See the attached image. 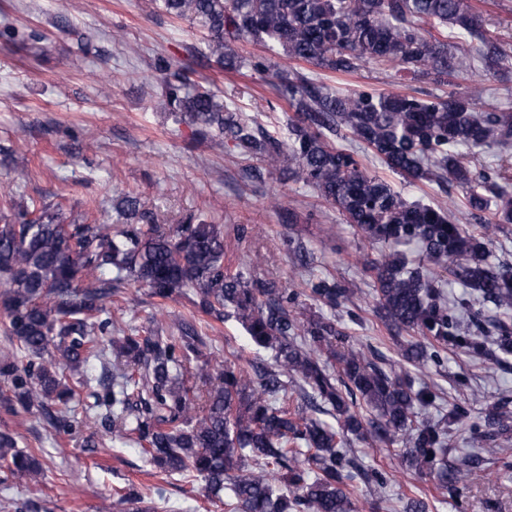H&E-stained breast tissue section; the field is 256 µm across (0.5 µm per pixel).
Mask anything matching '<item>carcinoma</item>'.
<instances>
[{"label":"carcinoma","mask_w":512,"mask_h":512,"mask_svg":"<svg viewBox=\"0 0 512 512\" xmlns=\"http://www.w3.org/2000/svg\"><path fill=\"white\" fill-rule=\"evenodd\" d=\"M175 18L195 22L209 56L226 70L245 64L236 43L252 40L290 61L338 74L366 64L431 75L445 85L460 61L448 44L428 38L424 26L468 36L481 70H500L501 49L467 0H160ZM156 69L168 110L194 128L199 140L260 161L285 179L314 189L372 243L381 245L371 269L377 311L396 335L416 333L451 344L459 353L498 361L512 355V269L491 260L488 244L512 223V166L491 173L472 169L469 153L494 148L512 158V112L484 111V89L437 95L416 89L335 92L301 72H279L275 90L293 115L274 136L211 88L172 70ZM344 134L387 168L416 181L465 190L469 212L494 211L496 223L471 229L448 207L409 201L363 169L333 137ZM11 216L0 224V307L19 354L0 358V408H39L54 432L77 435L101 423L131 437L149 462L169 475L200 478L204 489L231 500L230 512H354V484L381 493L382 472L362 464L348 436L404 445L407 465L448 491L464 482L478 456L448 466L446 424L461 421L454 405L448 423L418 420L440 396L414 387L384 355L351 340L336 322L302 319L298 294L275 282L224 268V225L191 214L168 229L135 196L115 207L116 226L98 224L86 211L66 213L43 203L33 208L8 196ZM414 245L421 262L401 250ZM446 270L464 288L443 289ZM151 294L184 297L194 313L224 320L231 309L248 344L273 354V363L220 362L211 373L213 339L183 321L177 329L145 336L112 335L106 302L124 282ZM353 289L334 277L310 281L308 297L336 309ZM402 360L422 369L439 366V351L421 342L401 349ZM105 361L88 374L89 359ZM298 385L300 411L288 397ZM91 403H83V389ZM337 418V427L307 411ZM512 429L504 408L470 427L477 445ZM0 468L19 483L44 475L35 454L0 434Z\"/></svg>","instance_id":"cac0c4a2"}]
</instances>
